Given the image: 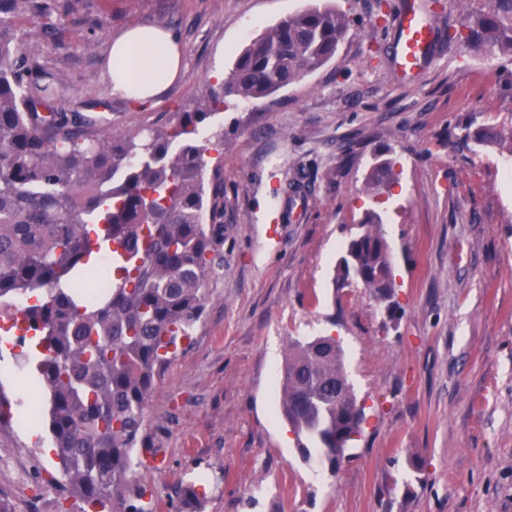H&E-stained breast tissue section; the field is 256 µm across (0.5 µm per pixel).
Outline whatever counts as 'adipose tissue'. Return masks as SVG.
<instances>
[{
  "mask_svg": "<svg viewBox=\"0 0 512 512\" xmlns=\"http://www.w3.org/2000/svg\"><path fill=\"white\" fill-rule=\"evenodd\" d=\"M182 46L174 30L135 25L114 38L108 57L112 67L113 94L145 102L175 80Z\"/></svg>",
  "mask_w": 512,
  "mask_h": 512,
  "instance_id": "obj_1",
  "label": "adipose tissue"
}]
</instances>
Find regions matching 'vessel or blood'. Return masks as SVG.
I'll use <instances>...</instances> for the list:
<instances>
[{"instance_id":"obj_1","label":"vessel or blood","mask_w":512,"mask_h":512,"mask_svg":"<svg viewBox=\"0 0 512 512\" xmlns=\"http://www.w3.org/2000/svg\"><path fill=\"white\" fill-rule=\"evenodd\" d=\"M394 29L398 39L393 48V70L403 80L420 67L440 36L415 0H406L394 19Z\"/></svg>"}]
</instances>
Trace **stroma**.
I'll use <instances>...</instances> for the list:
<instances>
[{"label":"stroma","mask_w":512,"mask_h":512,"mask_svg":"<svg viewBox=\"0 0 512 512\" xmlns=\"http://www.w3.org/2000/svg\"><path fill=\"white\" fill-rule=\"evenodd\" d=\"M400 0H73L43 34L28 17L26 49L62 77L54 101L97 103L104 120L162 128L193 110L250 39L311 6L351 20L336 56L255 102L228 97L200 127L223 131L208 153L224 192V269L200 320L155 383L147 408V494L182 512L200 482L201 512H512V155L459 150L466 127H512V91L487 58L457 39L484 0H441V43L410 81L392 78ZM132 25L174 29L179 78L154 102L114 95L112 38ZM396 178L366 181L380 158ZM392 252L395 310L336 263L367 215ZM276 221L278 246L265 224ZM332 336L365 407L349 457L329 470L303 458L278 413L288 342ZM0 448V497L16 512H59L48 479L60 466L40 431L11 429Z\"/></svg>","instance_id":"stroma-1"}]
</instances>
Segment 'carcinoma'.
<instances>
[{
    "label": "carcinoma",
    "mask_w": 512,
    "mask_h": 512,
    "mask_svg": "<svg viewBox=\"0 0 512 512\" xmlns=\"http://www.w3.org/2000/svg\"><path fill=\"white\" fill-rule=\"evenodd\" d=\"M464 19L471 52L512 53V0H486ZM53 9L47 2L0 0V323L19 297L21 337L46 394L32 410L45 424L64 491L90 509L152 512L134 471L144 446L147 405L172 348L189 336L207 301L206 283L224 269V225L209 193L210 141L199 127L224 100L265 98L330 61L350 21L309 7L250 40L222 84L166 129L118 131L91 112L54 105L57 76L24 49L18 22ZM478 146L509 145L512 130L479 127ZM396 177L383 160L368 176L376 189ZM338 280L354 277L392 302L389 246L370 215L348 244ZM101 274L107 287L79 283ZM336 339L288 343L279 409L305 456L315 448L331 469L362 433L358 403Z\"/></svg>",
    "instance_id": "cac0c4a2"
}]
</instances>
